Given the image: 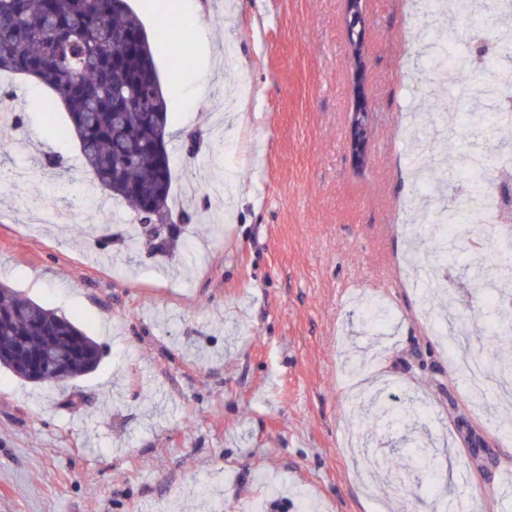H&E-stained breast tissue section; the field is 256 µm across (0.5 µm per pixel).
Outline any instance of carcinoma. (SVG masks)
I'll list each match as a JSON object with an SVG mask.
<instances>
[{
	"instance_id": "obj_1",
	"label": "carcinoma",
	"mask_w": 512,
	"mask_h": 512,
	"mask_svg": "<svg viewBox=\"0 0 512 512\" xmlns=\"http://www.w3.org/2000/svg\"><path fill=\"white\" fill-rule=\"evenodd\" d=\"M0 71L43 80L62 103L94 184L132 205L155 237L166 223L172 186L168 112L148 35L127 0H0ZM500 112L470 124L473 145L501 133ZM460 167L470 176L492 157L471 151ZM98 342L74 321L0 284V367L34 383H60L90 373Z\"/></svg>"
}]
</instances>
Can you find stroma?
I'll return each instance as SVG.
<instances>
[{
  "mask_svg": "<svg viewBox=\"0 0 512 512\" xmlns=\"http://www.w3.org/2000/svg\"><path fill=\"white\" fill-rule=\"evenodd\" d=\"M174 2L206 32L204 50L170 51L156 16ZM483 2L470 18L428 19L406 0H363L359 77L344 0H129L166 92L170 207L203 216L189 250L168 257L97 245L103 193L77 140L54 134L67 112L44 111L46 82L0 73L23 117L0 153V282L103 351L61 385L0 368V512H248L278 496L280 512H448L463 483L475 512H502L512 405L490 396L474 409L427 320L453 312L474 347L512 359V306L486 318L464 252L461 288H409L398 272L433 257L405 237L435 219L432 182L408 158L469 147L458 113L402 131L408 113L455 93L413 27L491 31L494 0ZM359 83L373 110L361 171L348 151ZM362 294L380 296L383 325L363 323ZM360 362L404 426H377L348 393ZM418 441L437 457V493L414 481Z\"/></svg>",
  "mask_w": 512,
  "mask_h": 512,
  "instance_id": "1",
  "label": "stroma"
}]
</instances>
